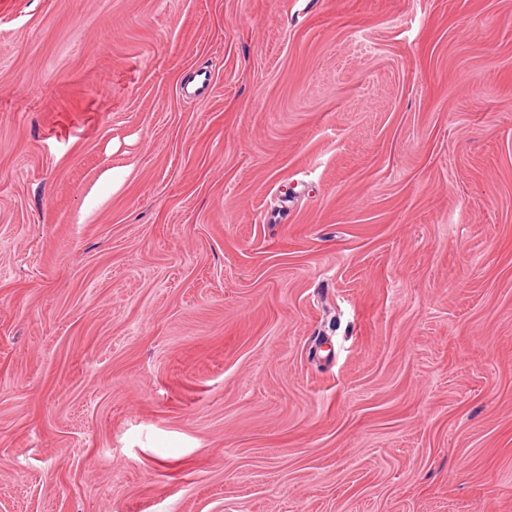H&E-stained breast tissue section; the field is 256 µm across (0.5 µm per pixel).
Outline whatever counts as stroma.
Returning <instances> with one entry per match:
<instances>
[{
    "mask_svg": "<svg viewBox=\"0 0 512 512\" xmlns=\"http://www.w3.org/2000/svg\"><path fill=\"white\" fill-rule=\"evenodd\" d=\"M0 512H512V0H0Z\"/></svg>",
    "mask_w": 512,
    "mask_h": 512,
    "instance_id": "stroma-1",
    "label": "stroma"
}]
</instances>
